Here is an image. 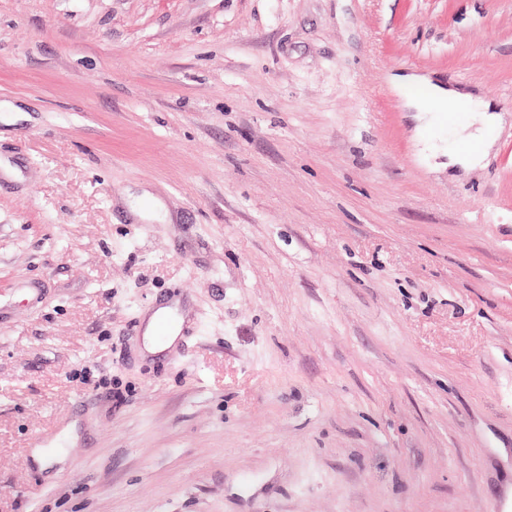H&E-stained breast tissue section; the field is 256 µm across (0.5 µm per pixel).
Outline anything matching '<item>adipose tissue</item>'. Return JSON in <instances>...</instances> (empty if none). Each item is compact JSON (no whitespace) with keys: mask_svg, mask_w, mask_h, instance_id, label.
Listing matches in <instances>:
<instances>
[{"mask_svg":"<svg viewBox=\"0 0 512 512\" xmlns=\"http://www.w3.org/2000/svg\"><path fill=\"white\" fill-rule=\"evenodd\" d=\"M407 105L424 113H450L454 144L448 151L450 166L470 168L480 162L494 141L500 116L490 102L433 84L427 77L410 75L399 84Z\"/></svg>","mask_w":512,"mask_h":512,"instance_id":"ef3b65f1","label":"adipose tissue"}]
</instances>
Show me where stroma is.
I'll return each instance as SVG.
<instances>
[{
	"instance_id": "35a3bbf8",
	"label": "stroma",
	"mask_w": 512,
	"mask_h": 512,
	"mask_svg": "<svg viewBox=\"0 0 512 512\" xmlns=\"http://www.w3.org/2000/svg\"><path fill=\"white\" fill-rule=\"evenodd\" d=\"M4 160L0 512H512V0H0ZM398 88L406 104L417 112H424L429 116L433 112H454L453 117L450 120L448 118V124L455 133V145L448 148V167L459 165L470 168L480 162L486 149L492 145L500 122V115L492 103L455 89L442 88L427 77L419 75L405 77ZM456 112L465 113L464 118L460 120ZM477 117H480V127L469 131L471 120ZM460 144H471L473 148L462 149ZM172 312L169 307L158 308L147 320L144 335V346L149 354H157L171 347L177 340L180 330L181 321L173 323L168 336H158L157 328L160 321L168 318Z\"/></svg>"
}]
</instances>
